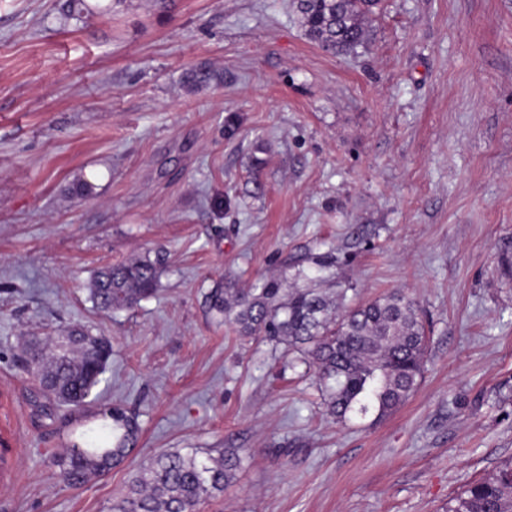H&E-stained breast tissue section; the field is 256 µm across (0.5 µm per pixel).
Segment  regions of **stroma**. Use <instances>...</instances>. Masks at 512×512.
I'll return each mask as SVG.
<instances>
[{
  "instance_id": "1",
  "label": "stroma",
  "mask_w": 512,
  "mask_h": 512,
  "mask_svg": "<svg viewBox=\"0 0 512 512\" xmlns=\"http://www.w3.org/2000/svg\"><path fill=\"white\" fill-rule=\"evenodd\" d=\"M65 3L0 0V512H112L175 449L244 457L198 512H446L512 461V0H383L340 53L293 0ZM201 64L218 81L187 91ZM329 251L346 305L401 289L424 313L419 387L381 418L326 417L287 346L211 307ZM146 254L159 292L96 311L95 271ZM71 326L112 339L78 411L19 350ZM106 406L136 415L135 456L70 487L53 455L108 440Z\"/></svg>"
}]
</instances>
